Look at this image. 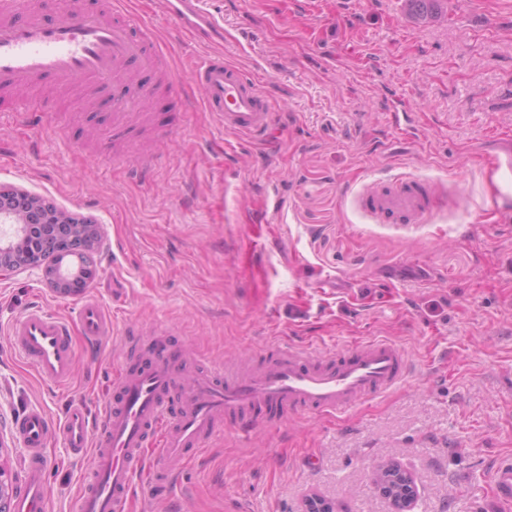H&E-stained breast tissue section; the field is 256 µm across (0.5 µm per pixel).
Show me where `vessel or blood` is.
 <instances>
[{
  "label": "vessel or blood",
  "mask_w": 512,
  "mask_h": 512,
  "mask_svg": "<svg viewBox=\"0 0 512 512\" xmlns=\"http://www.w3.org/2000/svg\"><path fill=\"white\" fill-rule=\"evenodd\" d=\"M162 12L176 31L201 37L213 20L200 0H162ZM155 25L111 0L105 10L68 12L55 23L37 15L32 0H0V90L36 86L43 76L72 86L111 89L115 120H124L134 101H147L151 85L138 96L123 92L129 69L157 73L166 68ZM193 77L204 90V106L226 131L263 136L274 123V107L253 76L225 64L209 53L198 59ZM9 113L16 124L39 126L41 105L33 99L14 101ZM447 185L408 176L389 187L366 186L356 205L372 219L386 224H419L431 213L434 200ZM86 336L97 338L107 329L96 301L85 299L79 309ZM9 335L14 349L42 379L63 385L74 373V346L64 318L40 307L15 320ZM182 354L157 343L133 368H122L112 380L116 395L107 406V431L97 443L88 438V417L82 404H72L61 424H53L38 408L25 411L17 432L27 450L23 488L12 512H45L49 497L45 450L52 436H61L78 456L90 455L91 487L81 493L76 512H125L127 494L145 462L144 451L158 443L161 454L185 457L204 443L225 420L242 435L256 421L279 419L304 410L341 415L366 398L393 389L409 372L402 349L371 340L356 344L338 357L309 361L299 351L284 349L274 362L242 375L211 369L198 373L186 388L184 410L169 416L167 397L177 383ZM492 493L512 505V461L494 468Z\"/></svg>",
  "instance_id": "b4317fda"
}]
</instances>
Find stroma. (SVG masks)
<instances>
[{
	"mask_svg": "<svg viewBox=\"0 0 512 512\" xmlns=\"http://www.w3.org/2000/svg\"><path fill=\"white\" fill-rule=\"evenodd\" d=\"M124 2L159 20L175 86L128 116L131 138L112 137L111 92L63 94L50 77L43 125L0 126V186L90 218L105 241L84 292L58 294L37 272L0 281V469L14 488L27 407L57 423L82 403L101 437L114 373L142 355L123 334L133 326L169 330L188 375L373 338L399 345L411 372L334 419L305 412L247 438L223 425L188 463L148 454L131 512H302L314 495L335 512H390L372 483L388 461L414 475V512H512L491 497L497 459L512 456V199L499 167L512 151V0H447L426 25L404 0H203L224 29L214 49L274 102L261 141L205 110L192 78L204 45L182 43L159 0ZM117 147L126 162L113 163ZM404 174L465 193L420 224L354 206ZM87 296L108 332L75 334L70 385L43 380L10 325L35 305L76 319ZM47 453V512H74L90 460L59 438Z\"/></svg>",
	"mask_w": 512,
	"mask_h": 512,
	"instance_id": "stroma-1",
	"label": "stroma"
}]
</instances>
